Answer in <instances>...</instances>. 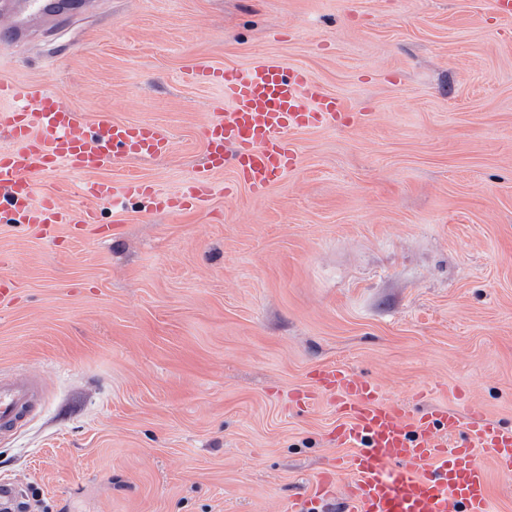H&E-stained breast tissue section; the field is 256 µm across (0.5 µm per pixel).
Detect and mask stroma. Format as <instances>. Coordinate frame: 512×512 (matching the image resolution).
Masks as SVG:
<instances>
[{"instance_id":"35a3bbf8","label":"stroma","mask_w":512,"mask_h":512,"mask_svg":"<svg viewBox=\"0 0 512 512\" xmlns=\"http://www.w3.org/2000/svg\"><path fill=\"white\" fill-rule=\"evenodd\" d=\"M14 24L0 81L168 131L112 181L174 192L204 167L223 92L186 80L201 58L279 59L368 115L293 132L299 164L261 198L224 194L228 169L209 211L0 224V375L39 390L0 436L26 512H287L338 453L335 394L288 398L327 364L512 426V19L489 0H84L27 40ZM87 180L40 190L79 208Z\"/></svg>"}]
</instances>
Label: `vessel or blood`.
<instances>
[{
  "label": "vessel or blood",
  "mask_w": 512,
  "mask_h": 512,
  "mask_svg": "<svg viewBox=\"0 0 512 512\" xmlns=\"http://www.w3.org/2000/svg\"><path fill=\"white\" fill-rule=\"evenodd\" d=\"M192 82L219 86L224 106L202 128L208 163L179 191L167 193L139 178H101L121 157H158L170 136L157 126L102 120L86 127L79 113L44 86L0 83V223L50 226L97 223L95 211L64 208L40 194L42 178L61 171L91 174L82 187L90 201L123 211L133 199L156 211H203L214 194L213 178L231 168L253 195L293 170L298 154L290 138L298 129L352 123L343 101L327 94L307 71L267 58L246 69L199 63ZM311 387L290 398L312 406L320 391L336 393L338 420L331 433L344 453L333 460L309 494L291 500L289 512H491L487 452L499 471L512 473V429L457 409L409 414L387 400L381 387L339 364L311 374ZM34 386L0 377V435L23 419Z\"/></svg>",
  "instance_id": "obj_1"
}]
</instances>
